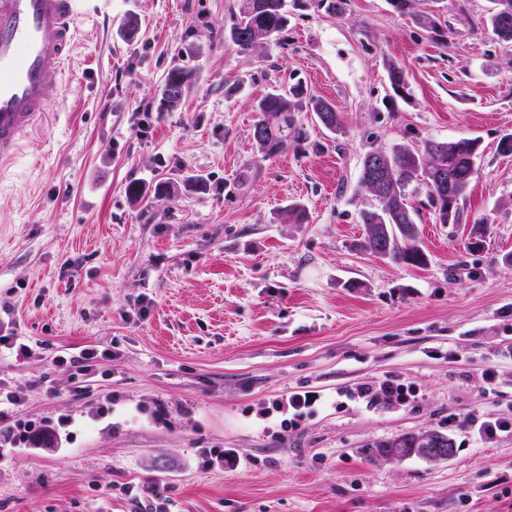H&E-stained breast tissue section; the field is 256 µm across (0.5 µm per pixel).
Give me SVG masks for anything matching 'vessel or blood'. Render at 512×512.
Masks as SVG:
<instances>
[{"label":"vessel or blood","instance_id":"vessel-or-blood-1","mask_svg":"<svg viewBox=\"0 0 512 512\" xmlns=\"http://www.w3.org/2000/svg\"><path fill=\"white\" fill-rule=\"evenodd\" d=\"M84 0H0V164L63 92Z\"/></svg>","mask_w":512,"mask_h":512}]
</instances>
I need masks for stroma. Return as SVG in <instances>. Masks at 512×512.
<instances>
[{"label": "stroma", "instance_id": "stroma-1", "mask_svg": "<svg viewBox=\"0 0 512 512\" xmlns=\"http://www.w3.org/2000/svg\"><path fill=\"white\" fill-rule=\"evenodd\" d=\"M234 0H98L78 22L49 122L0 169V387L21 417L73 419L59 450L0 459V512H138L123 487L158 488L171 512H512V435L484 445L468 412L512 417V43L487 0H426L437 38L388 0H288L290 22L254 52L224 41ZM137 17L139 30L123 28ZM408 89L394 94L389 64ZM191 72L158 111L167 71ZM304 82L340 130L310 113L300 145L261 159L253 103ZM479 139L456 224L423 211L424 267L357 249L361 160L402 141ZM171 182L133 201L129 184ZM303 224H281L288 205ZM486 220L483 234L473 231ZM106 352L88 394L56 356ZM495 366L484 384L481 372ZM411 384L413 405L367 411L358 386ZM322 403L291 429L272 401ZM110 417H90L107 397ZM448 435L452 459L389 463L376 441ZM206 448L234 468H205Z\"/></svg>", "mask_w": 512, "mask_h": 512}]
</instances>
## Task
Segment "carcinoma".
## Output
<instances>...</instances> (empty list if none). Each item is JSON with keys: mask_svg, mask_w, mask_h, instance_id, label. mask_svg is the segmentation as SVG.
<instances>
[{"mask_svg": "<svg viewBox=\"0 0 512 512\" xmlns=\"http://www.w3.org/2000/svg\"><path fill=\"white\" fill-rule=\"evenodd\" d=\"M419 0H389L393 9L401 14L412 15L416 22L441 37L444 31L434 15L416 8ZM488 22L499 39L512 42V0H490ZM288 25V0H237L232 12V22L224 39L239 50H260ZM388 77L392 90L403 95L408 88L404 71L390 64ZM178 85L181 95H186L190 75L183 69L170 70L164 80L158 101L163 112L181 99H172L168 92ZM311 112L320 124L332 133L340 130V123L333 105L310 94L300 83L279 88L261 97L255 105L258 114L256 125L265 126L266 134L253 138L257 153L264 158L275 156L303 139V126L297 113ZM382 156L378 169L369 167L372 155ZM480 141L476 138H459L453 141L426 139L418 144L395 143L389 147L373 149L365 154L359 175V186L374 204L361 210L360 223L364 224V236L359 247L394 263L421 267L427 264V255L418 243L417 219L419 210L410 200L424 195L427 207L442 224L459 223L462 200L477 173L481 159ZM306 209L299 205L289 206L282 214L285 224H301ZM418 456L416 449L426 445L453 447L448 436L439 431L427 435L404 433L394 438L378 441L369 446L371 457L383 456V449L394 445Z\"/></svg>", "mask_w": 512, "mask_h": 512, "instance_id": "1", "label": "carcinoma"}]
</instances>
